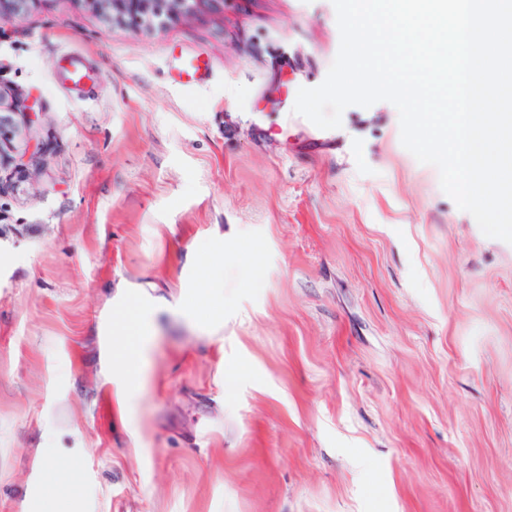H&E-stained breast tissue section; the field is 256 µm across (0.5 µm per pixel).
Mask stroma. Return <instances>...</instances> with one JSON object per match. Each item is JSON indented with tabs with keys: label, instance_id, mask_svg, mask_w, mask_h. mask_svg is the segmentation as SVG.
Returning a JSON list of instances; mask_svg holds the SVG:
<instances>
[{
	"label": "stroma",
	"instance_id": "1",
	"mask_svg": "<svg viewBox=\"0 0 512 512\" xmlns=\"http://www.w3.org/2000/svg\"><path fill=\"white\" fill-rule=\"evenodd\" d=\"M339 45L332 0L0 23V512H30L47 453L79 512H512V245L390 102L294 113ZM185 55L202 85L174 81ZM209 248L215 325L184 314ZM123 285L155 311L135 428L98 364ZM62 71L73 85H86L89 79L88 65L80 54H68L62 59ZM209 70L210 64L204 57H180L175 66V79L184 85H196Z\"/></svg>",
	"mask_w": 512,
	"mask_h": 512
}]
</instances>
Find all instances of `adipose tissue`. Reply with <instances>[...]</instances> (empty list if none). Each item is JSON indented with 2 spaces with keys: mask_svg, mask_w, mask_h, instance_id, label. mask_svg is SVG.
<instances>
[{
  "mask_svg": "<svg viewBox=\"0 0 512 512\" xmlns=\"http://www.w3.org/2000/svg\"><path fill=\"white\" fill-rule=\"evenodd\" d=\"M150 345L149 312L140 314L122 311L109 322V334L101 339V374L113 388V395L123 420H130V407L135 391L142 387L146 377V361ZM45 472L51 478L42 485L49 503L47 512H70L78 496L81 474L72 469L55 472L52 463H45Z\"/></svg>",
  "mask_w": 512,
  "mask_h": 512,
  "instance_id": "adipose-tissue-1",
  "label": "adipose tissue"
}]
</instances>
